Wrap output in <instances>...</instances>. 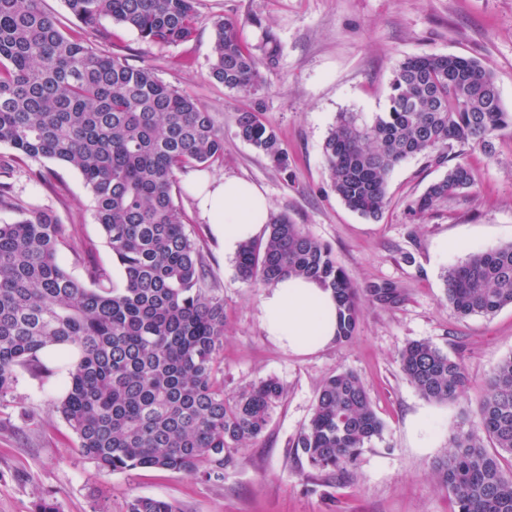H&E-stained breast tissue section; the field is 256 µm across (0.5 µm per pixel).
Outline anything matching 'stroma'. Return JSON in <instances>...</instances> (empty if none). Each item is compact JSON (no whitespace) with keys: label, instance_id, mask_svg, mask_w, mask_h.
<instances>
[{"label":"stroma","instance_id":"35a3bbf8","mask_svg":"<svg viewBox=\"0 0 512 512\" xmlns=\"http://www.w3.org/2000/svg\"><path fill=\"white\" fill-rule=\"evenodd\" d=\"M41 6L64 32L81 31L131 64H151L163 81L192 94L224 127V159L210 166L212 176L255 184L273 212L288 213L333 249L357 287L387 284L398 299L385 304L363 297L349 343L305 355L285 351L264 330L262 291L238 278L233 257L198 210L188 177H181L176 201L224 298V392L235 395L267 377L285 389L265 436L235 454L220 483L157 469L102 475L78 453L75 434L52 409L59 378L40 382L22 371L0 400V512H34L43 499L59 512H127L136 496L171 500L183 512H454L433 463L447 452L497 362L512 354V306L460 317L444 297L441 275L471 253L512 241V127L499 132L494 154H468L473 189L422 216L411 213L412 201L448 166L424 156L403 161L388 177V205L376 221L336 196L323 145L337 113L385 111L394 70L417 55L480 61L512 113V0H198L194 37L168 47L145 44L108 19L81 26L63 0H41ZM218 15L258 17L279 40L278 64L266 71L255 96L210 76L211 21ZM250 109L259 110L287 148V172L238 137L236 114ZM31 168L47 171L48 179L0 168V183L10 184L12 200L51 209L70 228L76 248L61 254L66 269L83 280L94 264L120 279L79 172L50 160ZM415 340L462 363L467 384L455 401H428L403 377L398 355ZM339 369L361 376L384 430L336 477L311 469L292 445L312 415L319 384Z\"/></svg>","mask_w":512,"mask_h":512}]
</instances>
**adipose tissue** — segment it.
Listing matches in <instances>:
<instances>
[{"label": "adipose tissue", "mask_w": 512, "mask_h": 512, "mask_svg": "<svg viewBox=\"0 0 512 512\" xmlns=\"http://www.w3.org/2000/svg\"><path fill=\"white\" fill-rule=\"evenodd\" d=\"M193 182L198 209L225 254H237L242 243L256 238L269 223L271 204L256 186L207 174L194 175ZM261 318L268 336L297 354L315 352L335 340L333 294L313 281L287 277L268 288Z\"/></svg>", "instance_id": "obj_1"}]
</instances>
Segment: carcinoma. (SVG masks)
Here are the masks:
<instances>
[{
	"instance_id": "1",
	"label": "carcinoma",
	"mask_w": 512,
	"mask_h": 512,
	"mask_svg": "<svg viewBox=\"0 0 512 512\" xmlns=\"http://www.w3.org/2000/svg\"><path fill=\"white\" fill-rule=\"evenodd\" d=\"M86 26L110 19L153 46L188 41L197 0H64ZM261 29L248 45L244 28ZM211 77L253 95L280 55L277 37L257 18L212 20ZM238 136L286 172L289 156L259 112L237 113ZM512 126L491 73L477 60L423 55L393 74L385 111L367 119L340 112L323 147L331 187L351 210L379 219L387 179L417 155L442 162L449 151L494 150ZM19 166L53 160L76 169L122 280L99 266L88 282L60 262L75 249L70 230L49 208L15 204L19 218L0 224V400L18 371L44 380L64 371L53 409L70 426L80 454L100 474L137 468L224 480L232 452L265 433L283 387L267 378L231 398L218 379L224 350V298L175 201L179 175L224 157V129L184 90L99 51L79 32L64 35L40 0H0V146ZM476 182L459 160L410 208L423 215ZM267 237L242 245L238 277L270 288L285 276L311 278L333 291L336 343L350 342L361 290L332 248L292 222L271 217ZM448 304L461 317L512 306V242L468 255L443 272ZM405 379L425 399L455 400L466 385L462 364L428 341L399 355ZM383 424L358 374L338 370L318 388L311 418L293 448L318 471L343 474ZM434 471L457 512H512V355L493 370L475 420L449 440ZM127 512H181L173 502L136 496Z\"/></svg>"
}]
</instances>
